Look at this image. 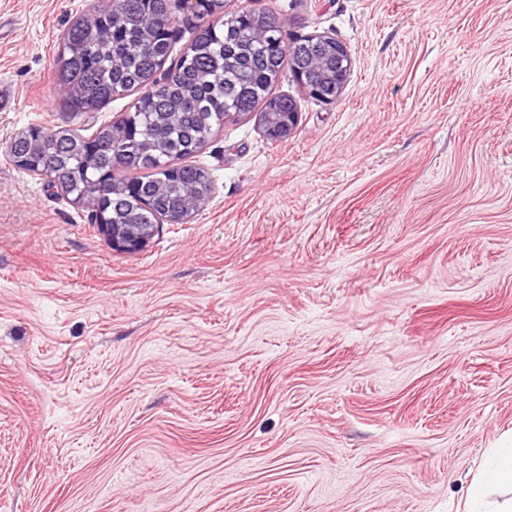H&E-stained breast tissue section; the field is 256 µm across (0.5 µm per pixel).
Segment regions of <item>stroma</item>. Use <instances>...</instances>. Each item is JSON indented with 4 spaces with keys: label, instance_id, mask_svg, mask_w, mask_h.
<instances>
[{
    "label": "stroma",
    "instance_id": "1",
    "mask_svg": "<svg viewBox=\"0 0 512 512\" xmlns=\"http://www.w3.org/2000/svg\"><path fill=\"white\" fill-rule=\"evenodd\" d=\"M101 0H0V512H464L512 448V0H227L348 50L298 124L225 120L141 250L9 158L90 135L54 60Z\"/></svg>",
    "mask_w": 512,
    "mask_h": 512
}]
</instances>
